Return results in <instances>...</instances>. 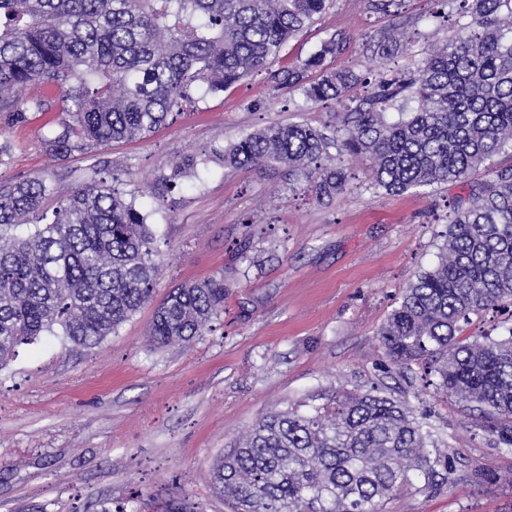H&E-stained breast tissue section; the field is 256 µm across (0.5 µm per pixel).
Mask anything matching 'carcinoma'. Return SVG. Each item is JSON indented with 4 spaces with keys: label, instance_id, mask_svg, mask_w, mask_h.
<instances>
[{
    "label": "carcinoma",
    "instance_id": "1",
    "mask_svg": "<svg viewBox=\"0 0 512 512\" xmlns=\"http://www.w3.org/2000/svg\"><path fill=\"white\" fill-rule=\"evenodd\" d=\"M330 0H0V127L49 107L62 91L67 118L50 130L55 156L144 138L198 92H218L270 69L287 42ZM467 22L408 72L386 61L409 45L384 32L370 46V92L351 70L323 68L333 34L301 64L272 73L306 101H333L336 122L261 127L172 177L218 160L301 173L320 203L347 192L336 157L370 161L372 186L404 193L463 184L512 149V0H459ZM320 70L318 80L309 72ZM31 93L19 105V88ZM56 195L45 176L0 186V368L18 347L60 327L83 348L100 345L154 301V237L135 195L104 179ZM437 265L418 273L378 333L387 357L423 365L424 379L479 412L496 448L512 451V327L501 339L465 332L472 317L512 315V164L452 197ZM224 273L179 284L155 307L158 345L188 343L224 313ZM456 456L426 423L376 385L321 405L290 404L261 419L212 475L236 512H384L410 472L438 488Z\"/></svg>",
    "mask_w": 512,
    "mask_h": 512
}]
</instances>
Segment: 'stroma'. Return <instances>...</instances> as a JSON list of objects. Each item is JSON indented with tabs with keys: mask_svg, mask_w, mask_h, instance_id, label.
<instances>
[{
	"mask_svg": "<svg viewBox=\"0 0 512 512\" xmlns=\"http://www.w3.org/2000/svg\"><path fill=\"white\" fill-rule=\"evenodd\" d=\"M458 7L397 0L385 11L369 0H331L321 19L290 40L287 68L335 33L347 41L326 66L365 73L369 43L405 29L412 55L441 44ZM62 94L48 112L7 129L0 183L49 175L59 194L93 171L135 194L154 235L155 296L187 281L223 274L224 312L211 330L183 345L149 336L146 305L97 347L47 334L21 346L0 368V512L40 505L47 512H100L134 501L135 512H234L212 470L272 410L379 385L454 449L450 484L429 489L420 476L386 512H512V452L477 430L478 415L456 397L423 387L417 369L389 362L378 332L403 290L440 259L449 199L460 186L388 194L370 189L367 162L345 161L349 192L318 204L307 183L288 186L284 168L210 165L198 177L160 189L173 162L288 122L320 126L334 103L311 104L269 73L243 78L183 105L140 140L91 153L53 156L45 145L63 117ZM489 474L476 483L474 473Z\"/></svg>",
	"mask_w": 512,
	"mask_h": 512,
	"instance_id": "stroma-1",
	"label": "stroma"
}]
</instances>
